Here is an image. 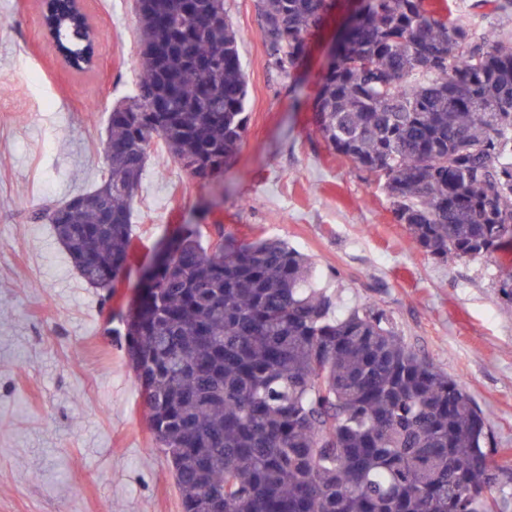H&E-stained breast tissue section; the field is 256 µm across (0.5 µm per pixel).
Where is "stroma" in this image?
Here are the masks:
<instances>
[{"label":"stroma","instance_id":"stroma-1","mask_svg":"<svg viewBox=\"0 0 512 512\" xmlns=\"http://www.w3.org/2000/svg\"><path fill=\"white\" fill-rule=\"evenodd\" d=\"M333 0L294 77L269 63L255 0H225L241 35L248 128L207 183L150 157L133 204V256L111 308L35 210L91 190L113 106L139 71L134 0H84L97 63L57 56L40 0H0V512H182L135 370L110 311L128 312L140 271L186 224H220L248 243L277 238L309 255L340 311L374 304L399 336L464 381L512 493V248L445 261L396 223L379 184L329 150L313 102L336 24Z\"/></svg>","mask_w":512,"mask_h":512}]
</instances>
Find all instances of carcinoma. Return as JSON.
I'll return each mask as SVG.
<instances>
[{
	"label": "carcinoma",
	"mask_w": 512,
	"mask_h": 512,
	"mask_svg": "<svg viewBox=\"0 0 512 512\" xmlns=\"http://www.w3.org/2000/svg\"><path fill=\"white\" fill-rule=\"evenodd\" d=\"M270 64L306 57L322 0H257ZM140 79L112 108L90 192L35 213L79 276L109 291L132 256V205L159 150L194 181L248 125L240 35L224 0H137ZM73 69L94 45L49 7ZM316 129L382 184L434 259L512 245V39L434 0H362L321 77ZM186 224L115 334L134 367L182 512H506L466 386L407 346L371 304L335 313L310 257Z\"/></svg>",
	"instance_id": "1"
}]
</instances>
